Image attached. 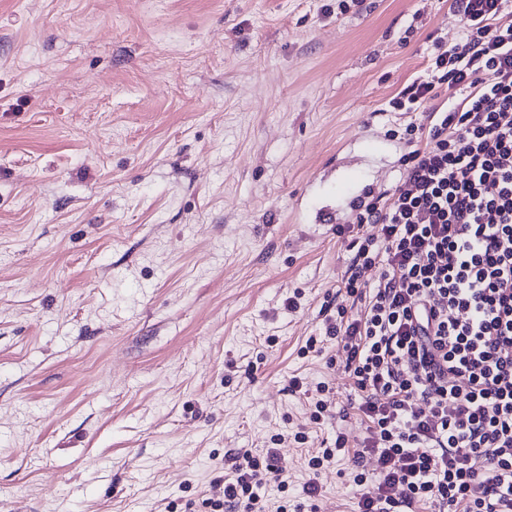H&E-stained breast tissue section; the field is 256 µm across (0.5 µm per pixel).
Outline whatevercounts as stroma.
Masks as SVG:
<instances>
[{
	"instance_id": "35a3bbf8",
	"label": "stroma",
	"mask_w": 512,
	"mask_h": 512,
	"mask_svg": "<svg viewBox=\"0 0 512 512\" xmlns=\"http://www.w3.org/2000/svg\"><path fill=\"white\" fill-rule=\"evenodd\" d=\"M460 36L454 0H0V512H209L277 433L290 502L355 512L349 457L306 466L366 433L342 348L300 353L353 257L317 214L391 191L456 94L389 101ZM333 445L334 448H322V450L318 452V455L312 456L308 460V467L314 476H316L318 471L326 464H330L333 460H336V457L339 455H345V452L349 453V449L346 448V439L341 433L336 435Z\"/></svg>"
}]
</instances>
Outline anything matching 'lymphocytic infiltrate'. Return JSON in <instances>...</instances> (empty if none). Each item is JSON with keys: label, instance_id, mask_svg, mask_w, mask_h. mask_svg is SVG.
Listing matches in <instances>:
<instances>
[{"label": "lymphocytic infiltrate", "instance_id": "f902f5d3", "mask_svg": "<svg viewBox=\"0 0 512 512\" xmlns=\"http://www.w3.org/2000/svg\"><path fill=\"white\" fill-rule=\"evenodd\" d=\"M507 0H455L462 31L436 44L428 75L393 109L434 99L426 134L391 192L361 203L338 235L355 251L343 278L357 315L338 306L325 336L340 343L367 435L356 452L357 512H512V21ZM380 225L381 236H355ZM380 266L373 286L360 269ZM238 454L213 512H265L269 485L287 492L281 436ZM372 455L373 470L363 459Z\"/></svg>", "mask_w": 512, "mask_h": 512}]
</instances>
